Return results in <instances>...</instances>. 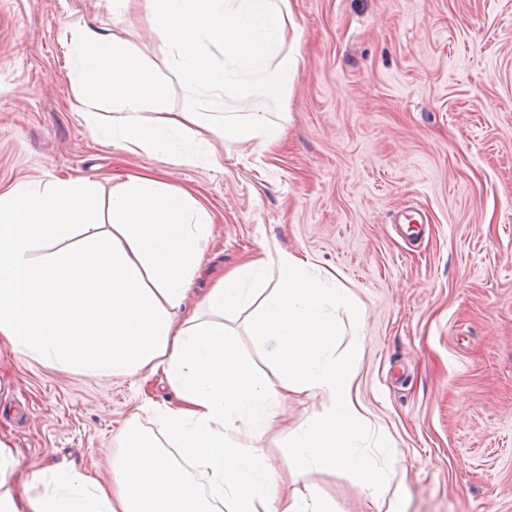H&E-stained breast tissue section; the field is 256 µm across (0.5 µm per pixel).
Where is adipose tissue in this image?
Segmentation results:
<instances>
[{"label":"adipose tissue","mask_w":512,"mask_h":512,"mask_svg":"<svg viewBox=\"0 0 512 512\" xmlns=\"http://www.w3.org/2000/svg\"><path fill=\"white\" fill-rule=\"evenodd\" d=\"M171 49L170 70L192 107L167 106V83L129 42L82 25L73 89L81 117L113 146L223 168L211 135L284 139L265 113L213 125L228 98L284 105L299 68L288 46L293 0H143ZM208 209L191 192L142 176L103 192L84 177L0 192V338L51 366L100 376H160L175 402L155 414L162 436L129 428L103 483L73 462L33 474L16 494L19 462L0 440V512H335L314 493L287 494L260 442L291 387L321 395L322 414L288 444V469L342 468L372 495L389 475L359 445L357 357L334 354L336 310L351 300L334 279L282 251L227 273L189 306L212 237ZM253 309L252 336L269 344L261 374L236 348L225 314ZM189 460L191 470L179 466ZM203 474L200 488L193 472Z\"/></svg>","instance_id":"ef3b65f1"}]
</instances>
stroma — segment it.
I'll return each instance as SVG.
<instances>
[{
    "label": "stroma",
    "instance_id": "35a3bbf8",
    "mask_svg": "<svg viewBox=\"0 0 512 512\" xmlns=\"http://www.w3.org/2000/svg\"><path fill=\"white\" fill-rule=\"evenodd\" d=\"M79 23L165 65L139 2L124 17L106 0H0V190L80 176L108 191L117 175L190 190L213 216L202 290L252 257H306L354 300L336 353L359 356L361 447L395 450L386 512H512V0H296L287 145L224 144L220 170L91 134L67 68ZM172 399L0 340V439L22 474L66 458L109 481L128 424L157 433L152 407ZM322 403L286 392L262 447L289 490L377 512L351 472L289 475L288 441Z\"/></svg>",
    "mask_w": 512,
    "mask_h": 512
}]
</instances>
